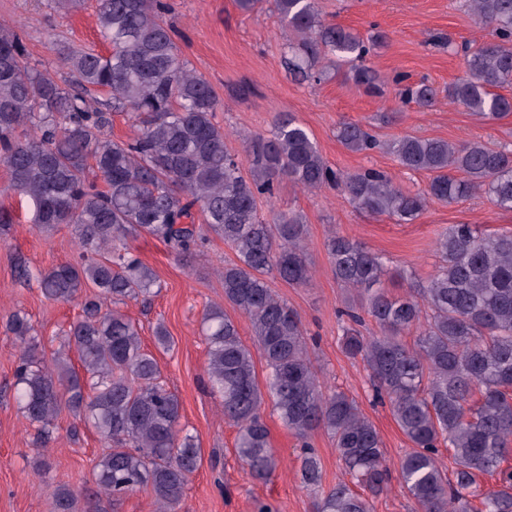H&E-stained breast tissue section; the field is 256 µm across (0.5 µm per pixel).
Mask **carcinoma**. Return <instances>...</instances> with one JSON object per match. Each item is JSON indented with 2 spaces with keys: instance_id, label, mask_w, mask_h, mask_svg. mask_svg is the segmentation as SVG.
Segmentation results:
<instances>
[{
  "instance_id": "carcinoma-1",
  "label": "carcinoma",
  "mask_w": 512,
  "mask_h": 512,
  "mask_svg": "<svg viewBox=\"0 0 512 512\" xmlns=\"http://www.w3.org/2000/svg\"><path fill=\"white\" fill-rule=\"evenodd\" d=\"M268 2L298 37L288 44L291 71L315 80L322 61L343 62L356 85L379 91L364 62L383 35L369 40L323 22L314 0H238V6L254 12ZM466 5L492 28L493 40L464 50L466 76L448 87V98L492 120L512 112V98L496 93L512 84V0ZM168 10L167 0H97L106 51L62 52L59 60L70 71L62 85L30 67L20 35L0 24V162L9 170L7 190L32 203L39 230L74 225L80 246L76 262L39 273L38 285L57 302L95 288L66 331L82 377L70 361L40 356L25 316L15 312L9 320L25 344L18 396L37 426V444L47 447L64 411L84 419L107 444L95 464L96 491L81 499L59 485L54 512H107L141 488L150 489L157 512H177L201 466V448L180 427L178 396L162 383L157 359L143 349L137 326L119 305L146 302L158 292L156 274L128 240L161 239L188 262L210 233L236 255L220 271L224 301L250 320L268 369L262 389L235 322L218 304L204 311L209 382L220 394L224 419L237 428L235 448L249 475L266 481L279 466L261 414L266 393L301 441L304 485L321 486L308 439L322 429L348 473L376 497L391 482L379 433L352 397L320 381L301 318L271 286L273 280L310 281L306 224L294 212L264 220L258 201H272L287 178L308 190L340 187L359 208L403 222L430 201L451 204L477 192L511 210L512 149L410 134L380 141L356 123L338 126L347 149L387 151L401 167L431 173L425 192L412 193L375 169H331L306 127L283 113L269 133L246 139L241 161L214 121L219 99L211 83L177 53ZM394 83L404 105L428 106L435 98L423 80L408 83L399 75ZM116 113L134 128L124 142L108 134ZM325 246L333 276L349 292L342 347L363 361L376 398L388 399L412 443L399 478L413 512H512V469L502 467L512 453V233L484 236L468 224L448 226L437 239V274L403 297L380 287L385 264L361 243L332 232ZM362 311L378 328L369 336L361 330ZM481 474L497 476L499 488L479 490ZM315 512H372V504L340 482L322 492Z\"/></svg>"
}]
</instances>
